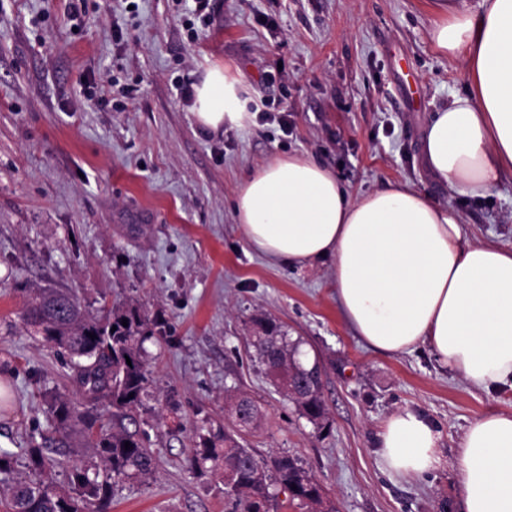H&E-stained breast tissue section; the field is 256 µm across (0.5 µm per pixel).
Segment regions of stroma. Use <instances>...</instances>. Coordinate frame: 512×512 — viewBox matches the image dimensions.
<instances>
[{
  "mask_svg": "<svg viewBox=\"0 0 512 512\" xmlns=\"http://www.w3.org/2000/svg\"><path fill=\"white\" fill-rule=\"evenodd\" d=\"M0 0V448L52 435V399L84 403L66 358L27 330L29 290L142 307L154 335L148 392L123 417L150 448L153 477L112 485L111 512H228L219 476L187 458L227 389L259 401L264 419L242 444L288 454L319 481L336 512H463L457 445L484 412L512 413V389L475 390L426 346L369 350L336 307L332 262L270 263L234 212L247 174L303 153L358 196L402 182L462 216L467 242L512 248V174L484 196L435 181L421 158L433 112L464 92L460 60L430 39L431 0ZM228 63L267 101L254 125L199 129L181 90ZM287 127H280V116ZM270 316L323 368L325 429L275 390L247 338ZM424 413L440 434L427 475L387 473L382 422Z\"/></svg>",
  "mask_w": 512,
  "mask_h": 512,
  "instance_id": "stroma-1",
  "label": "stroma"
}]
</instances>
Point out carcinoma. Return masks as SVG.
<instances>
[{
  "mask_svg": "<svg viewBox=\"0 0 512 512\" xmlns=\"http://www.w3.org/2000/svg\"><path fill=\"white\" fill-rule=\"evenodd\" d=\"M22 320L68 354L69 378L86 402L106 401L122 413L141 404L148 384L143 344L153 336V330L148 315L139 308L116 307L99 316L83 308L71 294L39 290L29 294ZM255 324L258 334L252 337V345L266 374L301 416L322 426L327 412L320 365L302 359L301 341L291 339L274 319L261 317ZM91 333L96 338H90ZM236 400L248 408L249 419L235 422L231 428L209 424L199 435L200 447L189 458L190 469L221 477L232 474V482L224 483L231 512H271L280 492L298 501L307 512H330L332 507L326 504L320 485L295 459L287 455L269 461L258 459L240 444V432L257 425L261 410L251 396L232 392L228 394L231 414ZM49 413L59 433L82 419L67 400L51 403ZM84 432L93 455L72 466L66 489L57 488L49 478L55 459L45 454L44 446L36 440H30V446L23 449L28 467L36 475L29 481L8 484L17 454L0 449V485H6L3 494L9 512H109L112 481L152 474L153 457L138 432L108 429L93 422L85 424ZM127 442L128 449L124 447Z\"/></svg>",
  "mask_w": 512,
  "mask_h": 512,
  "instance_id": "obj_1",
  "label": "carcinoma"
}]
</instances>
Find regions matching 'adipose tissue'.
Here are the masks:
<instances>
[{
  "instance_id": "1",
  "label": "adipose tissue",
  "mask_w": 512,
  "mask_h": 512,
  "mask_svg": "<svg viewBox=\"0 0 512 512\" xmlns=\"http://www.w3.org/2000/svg\"><path fill=\"white\" fill-rule=\"evenodd\" d=\"M433 47L462 59L465 94L428 121L422 161L436 181L483 196L512 172V0H433ZM191 111L209 132L251 126L247 91L229 64L208 66L192 86ZM234 209L249 246L275 264L333 262L336 305L375 353L428 346L475 389L512 388V248L464 240L460 214L407 184L350 197L313 158L291 154L254 170ZM439 433L402 409L379 433L385 468L429 473ZM464 512H512V414L469 424L457 450Z\"/></svg>"
}]
</instances>
